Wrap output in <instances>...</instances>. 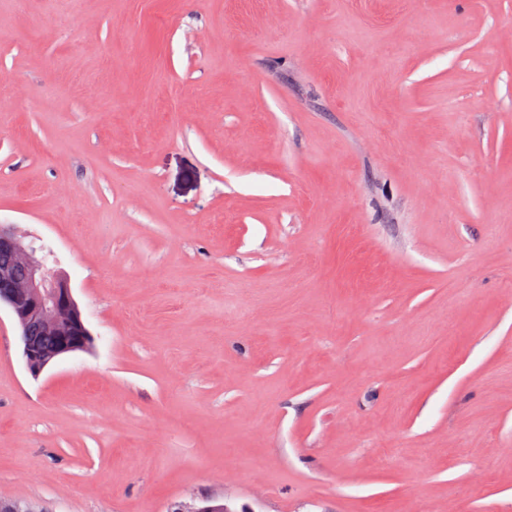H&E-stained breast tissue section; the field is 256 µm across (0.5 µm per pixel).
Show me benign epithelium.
I'll return each mask as SVG.
<instances>
[{
	"instance_id": "benign-epithelium-1",
	"label": "benign epithelium",
	"mask_w": 512,
	"mask_h": 512,
	"mask_svg": "<svg viewBox=\"0 0 512 512\" xmlns=\"http://www.w3.org/2000/svg\"><path fill=\"white\" fill-rule=\"evenodd\" d=\"M0 248L11 251L16 261L29 269L28 278L19 281L11 269L0 267V303L7 304L19 328L31 325L63 337L60 355L84 351L91 338L74 299L67 277L35 256L24 237L11 224H0ZM28 371L38 376L49 365L30 347H24Z\"/></svg>"
}]
</instances>
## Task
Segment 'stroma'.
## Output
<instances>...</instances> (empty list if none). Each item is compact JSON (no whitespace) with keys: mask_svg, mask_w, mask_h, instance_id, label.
<instances>
[{"mask_svg":"<svg viewBox=\"0 0 512 512\" xmlns=\"http://www.w3.org/2000/svg\"><path fill=\"white\" fill-rule=\"evenodd\" d=\"M0 499L512 512V0H0ZM0 248L11 251L16 261L29 269L28 278L16 280L11 269L0 267V304L6 303L21 331L31 325L44 327L55 336L34 329L26 339L46 358H54L63 337L60 357L84 351L91 338L74 299L67 277L50 267L11 224H0Z\"/></svg>","mask_w":512,"mask_h":512,"instance_id":"obj_1","label":"stroma"}]
</instances>
